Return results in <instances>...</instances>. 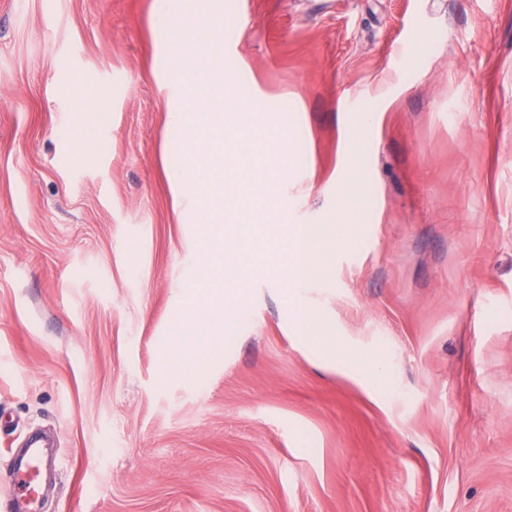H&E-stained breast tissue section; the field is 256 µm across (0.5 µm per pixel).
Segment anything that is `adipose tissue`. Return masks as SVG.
I'll return each mask as SVG.
<instances>
[{"label": "adipose tissue", "instance_id": "1", "mask_svg": "<svg viewBox=\"0 0 512 512\" xmlns=\"http://www.w3.org/2000/svg\"><path fill=\"white\" fill-rule=\"evenodd\" d=\"M299 335L313 355L335 364L337 370L363 380L368 388H378L383 381V370H376L371 375L364 374L362 366L366 358L365 353L344 347L338 338L330 334L326 322L320 317L302 315Z\"/></svg>", "mask_w": 512, "mask_h": 512}]
</instances>
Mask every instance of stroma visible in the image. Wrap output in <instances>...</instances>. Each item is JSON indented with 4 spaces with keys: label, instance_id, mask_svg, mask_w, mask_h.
I'll list each match as a JSON object with an SVG mask.
<instances>
[{
    "label": "stroma",
    "instance_id": "1",
    "mask_svg": "<svg viewBox=\"0 0 512 512\" xmlns=\"http://www.w3.org/2000/svg\"><path fill=\"white\" fill-rule=\"evenodd\" d=\"M152 3L0 0V512L35 430L41 512H512V0H238L230 81L288 129L289 223L332 222L356 166L362 216L296 300L250 282L190 370L204 234L165 178ZM76 85L112 115L77 161ZM300 304L378 353V393L306 350Z\"/></svg>",
    "mask_w": 512,
    "mask_h": 512
}]
</instances>
